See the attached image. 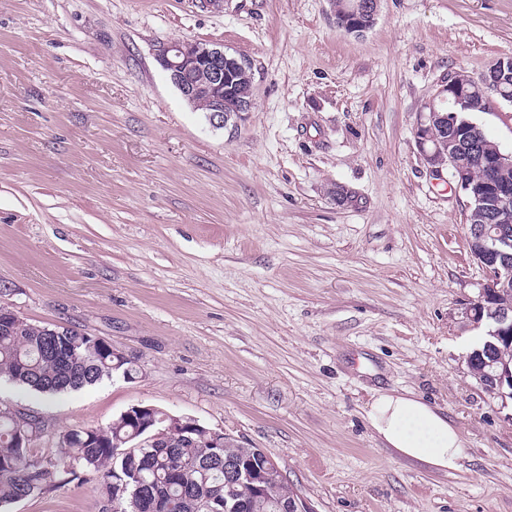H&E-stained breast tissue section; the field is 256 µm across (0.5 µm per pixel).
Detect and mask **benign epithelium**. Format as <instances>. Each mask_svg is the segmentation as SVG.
<instances>
[{"label": "benign epithelium", "mask_w": 512, "mask_h": 512, "mask_svg": "<svg viewBox=\"0 0 512 512\" xmlns=\"http://www.w3.org/2000/svg\"><path fill=\"white\" fill-rule=\"evenodd\" d=\"M381 0H350L342 11L334 12L336 27L346 34L362 36L376 24ZM158 62L169 72L172 82L191 103L201 100L207 104L209 120L217 127L227 125L224 116V93L231 89L241 73L251 70L250 61L229 55L223 49L199 42H174L163 46ZM512 76V57L501 58L475 79L460 72L441 86L437 95L424 105L414 131L418 148L431 174L440 178L443 170L450 171L457 187L471 199V225L468 244L474 258L486 273L476 298L465 308L464 317L478 327L489 302L500 289L509 287L512 276V186L498 179V174L512 169V151L495 145L483 157L492 177L475 181L461 166L459 157L470 149L483 145L475 135L477 125L469 120L448 130V113L444 103L454 112H485L492 99L512 103V94L504 89ZM449 132L441 138L438 131ZM494 336L512 335V312L502 310L494 316ZM277 467L268 455L258 464L238 466L237 476L261 489L263 471Z\"/></svg>", "instance_id": "1"}]
</instances>
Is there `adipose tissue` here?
Masks as SVG:
<instances>
[{
    "instance_id": "obj_1",
    "label": "adipose tissue",
    "mask_w": 512,
    "mask_h": 512,
    "mask_svg": "<svg viewBox=\"0 0 512 512\" xmlns=\"http://www.w3.org/2000/svg\"><path fill=\"white\" fill-rule=\"evenodd\" d=\"M366 418L383 445L400 457L437 471L457 469L462 439L440 409L409 393L380 392L369 402Z\"/></svg>"
}]
</instances>
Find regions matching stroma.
<instances>
[{
    "label": "stroma",
    "mask_w": 512,
    "mask_h": 512,
    "mask_svg": "<svg viewBox=\"0 0 512 512\" xmlns=\"http://www.w3.org/2000/svg\"><path fill=\"white\" fill-rule=\"evenodd\" d=\"M248 58L252 111L213 127L168 43ZM512 57V0H382L362 36L331 0H0V306L97 336L134 379L44 396L35 446L136 404L262 449L314 512H512V400L467 364L485 281L469 199L414 130L457 72ZM472 120L512 150V105ZM355 193L340 207L335 187ZM409 392L463 441L436 472L365 405ZM11 512H103L92 477Z\"/></svg>",
    "instance_id": "obj_1"
}]
</instances>
